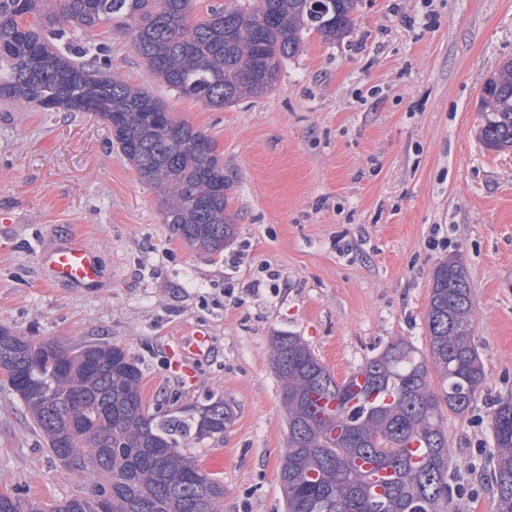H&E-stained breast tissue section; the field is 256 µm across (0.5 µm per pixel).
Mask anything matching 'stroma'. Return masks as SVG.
<instances>
[{"label": "stroma", "mask_w": 512, "mask_h": 512, "mask_svg": "<svg viewBox=\"0 0 512 512\" xmlns=\"http://www.w3.org/2000/svg\"><path fill=\"white\" fill-rule=\"evenodd\" d=\"M352 19L340 41L306 35L273 91L224 109L169 91L110 25L67 29L84 58L110 45L114 72L213 138L235 236L210 254L174 235L94 113L0 102V328L125 348L151 406L175 391L182 408L223 398L224 439L195 454L224 512H284L273 338L301 336L339 381L392 338L425 348L432 272L460 257L486 382L472 411L446 417L468 489L452 512H494L487 413L512 397V153L477 132L481 87L512 58V0H358ZM73 242L96 255L98 282H50L46 256ZM75 487L0 376V493L51 504Z\"/></svg>", "instance_id": "35a3bbf8"}]
</instances>
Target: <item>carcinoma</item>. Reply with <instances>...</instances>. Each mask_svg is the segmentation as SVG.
Segmentation results:
<instances>
[{
  "instance_id": "carcinoma-1",
  "label": "carcinoma",
  "mask_w": 512,
  "mask_h": 512,
  "mask_svg": "<svg viewBox=\"0 0 512 512\" xmlns=\"http://www.w3.org/2000/svg\"><path fill=\"white\" fill-rule=\"evenodd\" d=\"M49 2L0 0V102L100 116L140 179L163 193L164 223L187 244L218 253L235 227L232 182L213 140L112 72L108 45L83 63L59 52L64 26L112 25L169 90L222 109L272 90L306 34L340 38L357 0H210L202 14L200 0ZM480 105L481 141L511 153L512 59L486 79ZM474 318L467 272L451 257L432 273L425 354L398 337L339 382L301 337L273 338L288 414L279 473L285 512H449L460 489L449 478L443 408L472 410L485 381ZM0 365L11 368L10 386L49 451L77 461L66 471L79 480L76 493L52 505L0 494V512H98L106 486L112 512H223L224 485L193 449L224 438L223 398L160 419L143 399L139 363L123 348L66 349L2 328ZM488 425L495 512H512L511 398L493 405Z\"/></svg>"
}]
</instances>
